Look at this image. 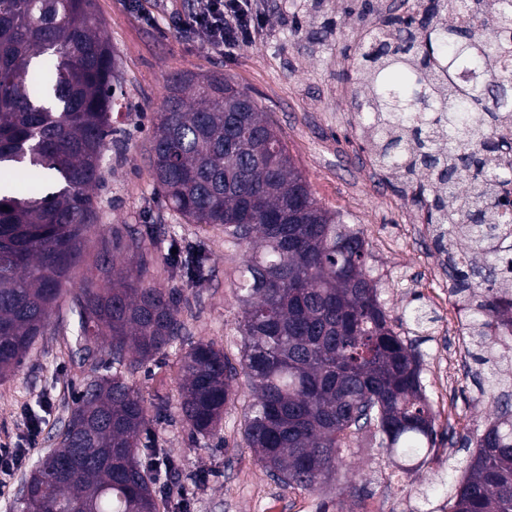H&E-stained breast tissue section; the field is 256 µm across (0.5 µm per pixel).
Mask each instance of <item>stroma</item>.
<instances>
[{
	"label": "stroma",
	"instance_id": "stroma-1",
	"mask_svg": "<svg viewBox=\"0 0 512 512\" xmlns=\"http://www.w3.org/2000/svg\"><path fill=\"white\" fill-rule=\"evenodd\" d=\"M383 0H260L265 17L254 42L221 53L176 24L192 0H94L105 37L121 63L125 108L104 176L94 192L98 221L87 235V258L112 236L135 231L143 239L155 284L178 288L184 344L156 355L131 377L149 408L147 442L174 458L175 475L164 478L167 494L159 512H449L455 486L464 478L476 442L496 417L487 379L512 378V365L493 369L473 353L478 346L458 317L469 316L466 297L449 293V254L440 247L426 215L412 199L405 177L375 160L376 143L362 132L353 106L359 83L361 32ZM182 72H220L251 94L267 112L295 167L323 208L363 233L380 300L397 332L412 340L421 379L433 408L435 430L452 441L403 473L386 449L348 448L346 471L331 487L311 493L276 483L242 441L241 391L224 415L220 436L192 435L179 408L180 364L191 343L222 347L232 363L241 357L239 302L232 281L242 258L223 228L188 224L154 188L147 150L168 80ZM202 251V278L188 279L173 263L174 252ZM72 301L54 309L48 332L20 370L0 381V445L26 449L36 461L68 414L73 395L94 378L73 358ZM424 309L430 321L419 329L409 311ZM43 422L35 446L20 423L25 414Z\"/></svg>",
	"mask_w": 512,
	"mask_h": 512
}]
</instances>
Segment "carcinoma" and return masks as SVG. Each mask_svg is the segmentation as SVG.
Returning <instances> with one entry per match:
<instances>
[{
  "label": "carcinoma",
  "instance_id": "carcinoma-1",
  "mask_svg": "<svg viewBox=\"0 0 512 512\" xmlns=\"http://www.w3.org/2000/svg\"><path fill=\"white\" fill-rule=\"evenodd\" d=\"M479 0H428L423 18L396 15L360 47L368 94L355 108L379 145L378 163L427 179L414 200L428 223L464 242L457 287L476 288L470 334L494 354L485 328L512 326V209L489 223L495 187L512 163H485L512 126V0H497L495 32L457 21ZM470 67L484 80L451 82ZM118 61L94 0H0V381L19 371L84 261L101 180L122 107ZM159 194L188 224L224 228L243 248L236 280L241 368L199 341L183 357L180 409L190 431L219 434L224 413L250 390L242 437L276 482L323 489L343 448L369 437L391 453L430 454L434 418L413 342L378 297L362 233L312 198L273 122L220 73L167 83L149 139ZM133 234L98 252L73 289L74 355L97 364L109 338L112 373L73 397L55 447L25 474L15 512H158L171 457L142 441L145 400L129 384L181 340V294L149 280ZM481 435L451 512H512V393Z\"/></svg>",
  "mask_w": 512,
  "mask_h": 512
}]
</instances>
